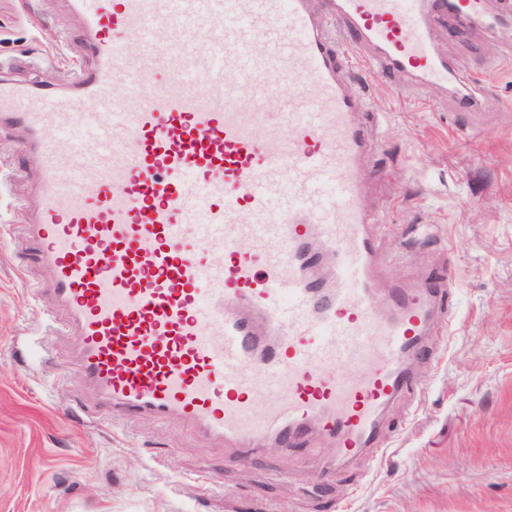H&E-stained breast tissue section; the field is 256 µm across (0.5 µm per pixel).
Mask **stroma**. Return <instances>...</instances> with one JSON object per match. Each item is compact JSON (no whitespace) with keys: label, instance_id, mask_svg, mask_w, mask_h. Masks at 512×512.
I'll return each mask as SVG.
<instances>
[{"label":"stroma","instance_id":"obj_1","mask_svg":"<svg viewBox=\"0 0 512 512\" xmlns=\"http://www.w3.org/2000/svg\"><path fill=\"white\" fill-rule=\"evenodd\" d=\"M436 50L473 81L480 109L372 73L370 202L381 211L377 286L452 270V325L410 369L422 392L386 406L379 440L327 472L332 443L312 432L286 453L148 416L92 421L96 396L69 363L72 335L47 323L35 288L49 272L17 243L38 192L19 132H0V512H512V25L469 33L445 21ZM68 0H0V77L65 87L91 63Z\"/></svg>","mask_w":512,"mask_h":512}]
</instances>
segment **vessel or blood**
Wrapping results in <instances>:
<instances>
[{"label": "vessel or blood", "instance_id": "vessel-or-blood-1", "mask_svg": "<svg viewBox=\"0 0 512 512\" xmlns=\"http://www.w3.org/2000/svg\"><path fill=\"white\" fill-rule=\"evenodd\" d=\"M90 68L63 91L0 80V128L23 131L40 192L22 243L51 272L55 327L105 414L179 419L217 440L311 429L345 462L378 445L383 408L415 380L454 286L388 289L377 311L365 89L342 51L475 106L434 49L444 16L467 30L482 0H70ZM343 28L338 42L329 31ZM141 45L128 52L129 41ZM301 76L261 129L278 81ZM202 83L206 94H186ZM51 115L56 132L41 125ZM332 258L334 282L313 272ZM269 404L255 414L250 367Z\"/></svg>", "mask_w": 512, "mask_h": 512}]
</instances>
